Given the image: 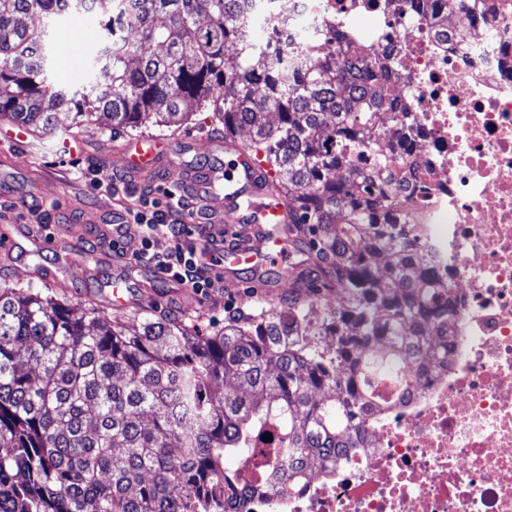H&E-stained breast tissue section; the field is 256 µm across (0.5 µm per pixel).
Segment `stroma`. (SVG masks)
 Segmentation results:
<instances>
[{
  "label": "stroma",
  "mask_w": 512,
  "mask_h": 512,
  "mask_svg": "<svg viewBox=\"0 0 512 512\" xmlns=\"http://www.w3.org/2000/svg\"><path fill=\"white\" fill-rule=\"evenodd\" d=\"M36 26L48 31L51 78L56 85L74 90L89 75L106 82L104 72L89 71L85 53L71 52L64 36L68 21L60 20L49 27L40 19ZM73 132L86 145L85 153L75 158L62 154V141L56 137H33L20 147L0 146V225L22 228L16 236L18 249L8 255L0 252V267L7 269V283L46 290L41 271L54 262V250L35 249L24 230L29 226L51 229L73 242L77 261L58 292L75 301L102 289L110 277L96 222L112 212L137 207L138 200L124 193L125 180L117 167V149L128 140V133H115L97 123L76 126ZM253 272L245 265L225 266L219 289L195 298L188 308L175 300L171 282L157 277L141 289L135 307L165 313L193 332L207 333L232 311L267 304V297L249 287Z\"/></svg>",
  "instance_id": "35a3bbf8"
}]
</instances>
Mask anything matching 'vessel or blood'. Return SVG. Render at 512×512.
Segmentation results:
<instances>
[{
	"label": "vessel or blood",
	"instance_id": "obj_1",
	"mask_svg": "<svg viewBox=\"0 0 512 512\" xmlns=\"http://www.w3.org/2000/svg\"><path fill=\"white\" fill-rule=\"evenodd\" d=\"M208 145L215 161L201 168L184 160L195 148L192 140L133 138L121 149L122 171L133 181L145 182L160 170H173L177 185L197 200L202 223L235 229V238L224 249L231 264L287 261L288 226L294 215L273 183L270 166L237 140L212 138Z\"/></svg>",
	"mask_w": 512,
	"mask_h": 512
}]
</instances>
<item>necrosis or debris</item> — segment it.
Segmentation results:
<instances>
[{"label":"necrosis or debris","instance_id":"1","mask_svg":"<svg viewBox=\"0 0 512 512\" xmlns=\"http://www.w3.org/2000/svg\"><path fill=\"white\" fill-rule=\"evenodd\" d=\"M256 23L316 35L365 17L360 44L388 61L414 118L417 189L400 224H423L454 312L407 386L378 402L362 448L302 476L254 473L247 456L225 512H512V0H476L460 23L447 0H252Z\"/></svg>","mask_w":512,"mask_h":512}]
</instances>
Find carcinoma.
Listing matches in <instances>:
<instances>
[{"mask_svg": "<svg viewBox=\"0 0 512 512\" xmlns=\"http://www.w3.org/2000/svg\"><path fill=\"white\" fill-rule=\"evenodd\" d=\"M84 16L106 32L92 66L110 80L70 94L29 21ZM252 27L246 0H0V119L55 136L92 117L179 127L208 109L276 172L303 256L288 298L205 336L1 285L0 512H219L225 457L254 454L263 474L354 449L373 371L435 354L425 327L448 325V299L422 225L389 219L415 204L391 72L334 20L325 34L344 50L290 35L274 58ZM391 113L396 146L370 137Z\"/></svg>", "mask_w": 512, "mask_h": 512, "instance_id": "cac0c4a2", "label": "carcinoma"}]
</instances>
